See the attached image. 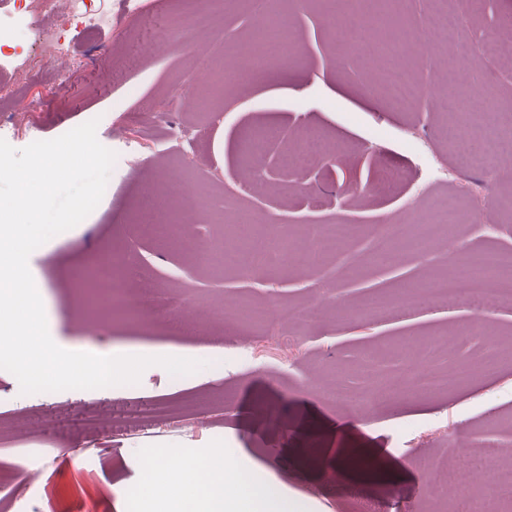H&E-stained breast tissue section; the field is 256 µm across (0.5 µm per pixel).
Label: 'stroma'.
<instances>
[{"label":"stroma","mask_w":512,"mask_h":512,"mask_svg":"<svg viewBox=\"0 0 512 512\" xmlns=\"http://www.w3.org/2000/svg\"><path fill=\"white\" fill-rule=\"evenodd\" d=\"M90 2L111 16L110 34L62 30L73 48L67 61L32 59L17 82L0 72V113L15 118L14 148L27 146L28 124L51 140L94 114L98 140L117 155L111 196L29 257L49 332L71 351L183 356L206 366L183 377L152 366L135 385L28 395L0 370V512H163L162 499H145L133 485L169 459L202 465L217 454L234 462L245 485L276 484L307 512H360L365 500L451 512L461 492H486V484L467 483L434 497L410 457L475 455L488 432L512 439V300L489 301L479 334L461 337L469 311L442 306L434 292L473 256H512V211L498 205L512 193L507 162L465 175L489 207V230L477 229L471 208L435 180L451 165L440 140L448 70L475 62L477 86L499 102V122L512 126V60L488 53L512 29V0H481L476 11L459 0H379L378 13L395 16L407 34L424 31L435 8L460 9L462 34L475 47L466 59L435 35L430 58L397 54L427 91L409 112L386 99L372 54L337 48L330 0H277L300 45L245 82L226 75L224 45L254 50L265 15L256 0H142L136 10L128 0ZM201 9L221 26L182 51L160 42ZM306 129L339 162L313 164L309 192L297 194L282 156ZM387 167L404 170L406 183L380 190ZM422 182L429 189L420 205L404 204ZM354 184L371 194L348 196ZM425 217L452 226L453 240L377 261L373 240L384 227ZM339 222L357 233L320 269L224 263L225 250L257 238L272 245L291 227ZM191 239L217 247L198 256ZM106 257L116 269L111 302L93 288ZM146 277L152 288L137 294ZM402 295L416 300L412 315L363 316L375 297ZM228 300L234 310H225ZM266 304L320 315L303 326L252 317ZM239 336L254 337V348L237 345ZM439 338L445 346L430 366L479 362L482 370L444 392L413 389L378 404L382 383ZM330 386L341 387L346 403L325 397ZM159 403L176 409L177 423L150 417ZM342 448L357 454L340 473Z\"/></svg>","instance_id":"35a3bbf8"}]
</instances>
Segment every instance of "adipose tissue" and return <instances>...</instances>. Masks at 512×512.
Returning <instances> with one entry per match:
<instances>
[{
	"label": "adipose tissue",
	"instance_id": "1",
	"mask_svg": "<svg viewBox=\"0 0 512 512\" xmlns=\"http://www.w3.org/2000/svg\"><path fill=\"white\" fill-rule=\"evenodd\" d=\"M162 490L171 502L169 512H304L275 486L242 489L236 471L220 456L201 469L166 467Z\"/></svg>",
	"mask_w": 512,
	"mask_h": 512
}]
</instances>
